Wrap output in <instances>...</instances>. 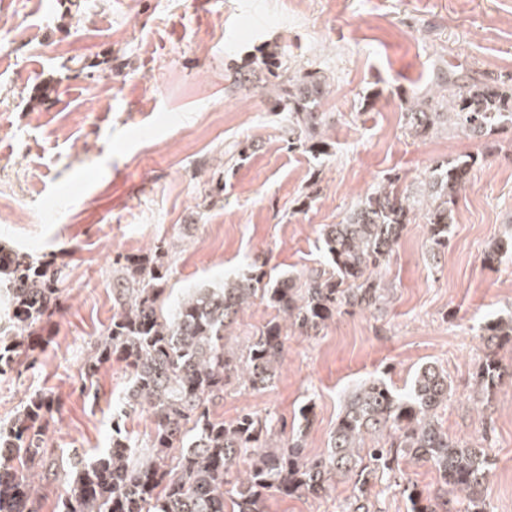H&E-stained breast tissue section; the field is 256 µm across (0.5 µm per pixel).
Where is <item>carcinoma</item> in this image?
I'll list each match as a JSON object with an SVG mask.
<instances>
[{
  "label": "carcinoma",
  "instance_id": "obj_1",
  "mask_svg": "<svg viewBox=\"0 0 512 512\" xmlns=\"http://www.w3.org/2000/svg\"><path fill=\"white\" fill-rule=\"evenodd\" d=\"M325 80L307 72L286 80L274 107L290 115L288 146L323 152L319 129L326 115L319 110ZM439 93L412 97L406 124L425 136L445 119L468 138L483 139L496 129L512 128V79L467 81L455 73L440 77ZM479 158L444 161L434 167L417 198L399 190L398 178L368 193L340 224L322 229L332 269H313L301 283L291 277L274 282L257 266L216 286L191 289L166 312L164 285L169 267L128 257L112 276L116 311L81 370L87 379L117 359L130 381L124 407L151 412L153 428L144 442L112 418V446L88 461L56 453L48 442L52 411L61 406L49 394L32 396L11 420L0 426V512H38V486L72 476L62 512H225L224 495L232 494V512H265L269 496L323 498L332 476L352 484L350 512H370L369 495L376 481L398 486L402 460L432 464L441 492L425 494L416 486L403 492L411 512H447L448 493L466 502L465 512H487L485 486L494 460L488 449L454 439L442 429L438 408L448 402V374L427 364L416 373L410 390L397 394L382 380L356 384L324 455L308 458L304 437L312 409L300 410L295 434L278 447L269 446L274 418L244 410L226 423L211 415L209 403L224 397L236 383L265 389L279 375L283 323L316 333L344 309L368 310L382 299L381 269L407 224L418 215L428 226L432 249L448 241L456 198L470 181ZM0 282L9 292L10 323L0 328V373L29 360L43 329L59 310L67 280L66 267L53 260H34L13 249L1 255ZM277 312L238 356L228 348L227 328L256 300ZM488 353L476 371L485 392L512 369L499 363L496 349L512 343V319L482 327ZM373 445L365 446V440ZM253 452L250 467L233 471L237 457Z\"/></svg>",
  "mask_w": 512,
  "mask_h": 512
}]
</instances>
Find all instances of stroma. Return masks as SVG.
<instances>
[{
    "mask_svg": "<svg viewBox=\"0 0 512 512\" xmlns=\"http://www.w3.org/2000/svg\"><path fill=\"white\" fill-rule=\"evenodd\" d=\"M276 52L280 71L327 80L325 154L288 146V114L267 79L241 86L240 66ZM455 71L512 74V0H0V244L66 264L62 310L32 367L0 374V423L37 392L59 396L54 447L84 457L109 448L128 384L124 364L93 380L81 366L110 325L113 260L171 265L165 304L215 286L250 263L302 281L328 267L326 224L384 179L417 192L439 162L487 154L454 205L448 243L432 252L426 224L408 225L383 282L389 293L306 336L288 328L272 386L228 388L213 408L273 414L291 436L304 405L308 456L326 453L344 397L362 379L408 392L433 363L451 396L443 429L490 447L489 512H512V380L475 391L487 320L512 318V129L469 139L439 126L410 132L408 101ZM224 115L207 130L204 117ZM352 486L322 499L272 496L267 512H345Z\"/></svg>",
    "mask_w": 512,
    "mask_h": 512,
    "instance_id": "35a3bbf8",
    "label": "stroma"
}]
</instances>
